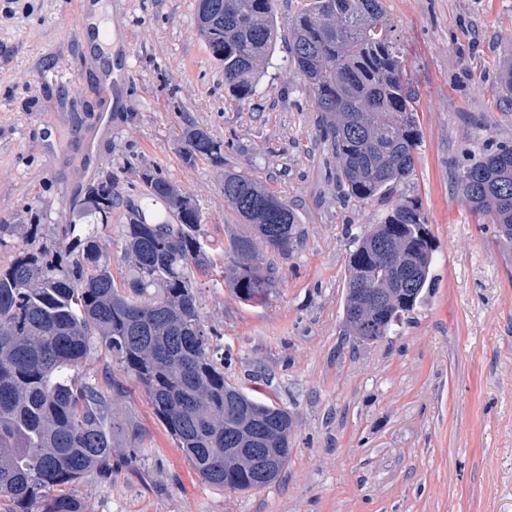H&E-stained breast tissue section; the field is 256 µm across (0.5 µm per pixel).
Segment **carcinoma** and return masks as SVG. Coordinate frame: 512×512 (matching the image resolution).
I'll return each mask as SVG.
<instances>
[{
  "instance_id": "carcinoma-1",
  "label": "carcinoma",
  "mask_w": 512,
  "mask_h": 512,
  "mask_svg": "<svg viewBox=\"0 0 512 512\" xmlns=\"http://www.w3.org/2000/svg\"><path fill=\"white\" fill-rule=\"evenodd\" d=\"M273 0H197V35L223 67L235 101L254 92L271 63L281 27ZM288 61L303 76L318 112V131L339 166L343 197L385 205L378 222L353 238L343 323L364 342L395 332L429 287L435 246L418 204L402 193L420 145L418 95L405 54L391 36L383 0H310L287 24ZM188 162L224 165V143L201 126L183 129ZM141 180L139 222L124 225L131 273L112 275L100 246L107 224H67L62 240L23 247L0 267V498L9 512H85L70 487L89 472L112 471V381L79 365L100 343L131 373L199 478L229 490L261 485L254 465L224 459L226 448L288 444V410L224 378L193 291L210 270L202 223L191 198L158 172ZM112 182L95 187L86 212L109 218ZM461 200L512 240V144L501 143L463 165ZM224 202L247 231L224 247V278L237 297L259 303L274 271L256 243L284 255L298 216L251 176L224 171ZM176 213L157 222L154 204ZM37 224H0V237L36 239Z\"/></svg>"
}]
</instances>
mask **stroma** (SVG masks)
<instances>
[{"instance_id":"1","label":"stroma","mask_w":512,"mask_h":512,"mask_svg":"<svg viewBox=\"0 0 512 512\" xmlns=\"http://www.w3.org/2000/svg\"><path fill=\"white\" fill-rule=\"evenodd\" d=\"M126 77L108 134H95L94 76L81 64L76 0H0V224L86 223L88 186L112 183L102 238L112 274L143 170H158L199 208L215 264L194 293L217 332L225 378L262 391L293 420L283 472L230 491L199 478L139 384L103 349L83 373L109 375L112 474L71 491L87 512H512V241L457 195L456 176L492 144L512 143V0H384L419 97L421 143L403 188L434 238L433 281L397 334L343 333L350 241L379 204L345 202L317 138L309 90L279 41L254 95L231 100L197 34L196 0H105ZM207 129L224 166L186 162L181 133ZM100 156H84L87 137ZM251 174L298 213L288 255L260 248L276 286L246 304L219 271L217 244L243 230L224 173Z\"/></svg>"}]
</instances>
